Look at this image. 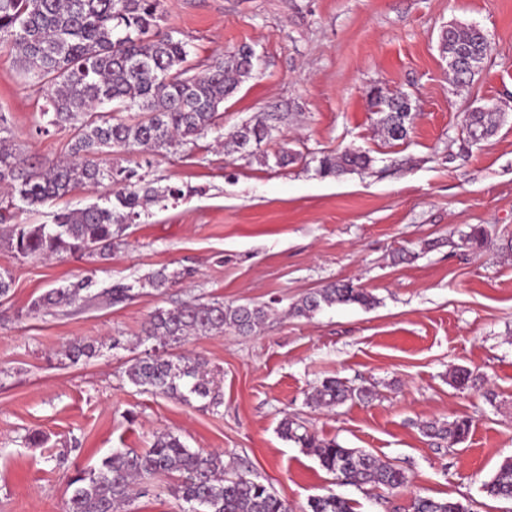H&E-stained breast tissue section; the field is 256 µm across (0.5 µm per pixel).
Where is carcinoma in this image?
Wrapping results in <instances>:
<instances>
[{
	"instance_id": "1",
	"label": "carcinoma",
	"mask_w": 512,
	"mask_h": 512,
	"mask_svg": "<svg viewBox=\"0 0 512 512\" xmlns=\"http://www.w3.org/2000/svg\"><path fill=\"white\" fill-rule=\"evenodd\" d=\"M160 5L161 0H0V44L16 50L17 66L45 96L46 125L72 131L69 159L39 167L16 153L8 137V118L0 113V185L8 188L0 198V224L9 225L5 242L19 256H111L117 238L148 205L175 199L180 190L156 188L135 169H116L102 155L109 149L134 147L167 151L195 142L218 125L225 98L252 74L256 55L249 46L192 72L187 43L157 27ZM460 45L471 51V65L454 78L464 83L480 70L492 46L472 27L442 32V52L451 55ZM373 106L384 135L393 141L405 140L415 117L410 101L377 95ZM503 121L504 113L480 107L464 115V127L473 141L492 137ZM268 135V127L246 124L233 132L225 147L245 151ZM370 162L365 154L346 151L322 157L320 171L340 175ZM106 182L117 190L102 205L61 212L52 224L14 223L19 210L34 211L78 187ZM181 277L182 273H169L163 267L148 276V283L167 288ZM91 287L87 279L50 288L32 301L31 309L116 306L130 299L133 290L123 283L98 292ZM337 303L370 307L374 299L360 288L338 282L304 296L292 309L299 316H309ZM267 316L265 305L185 302L158 308L145 328V339L157 347L129 365L128 380L153 393L214 404V380L206 362L190 354L174 357L166 347L192 335H222L226 328L247 335L257 331ZM95 353L93 344L82 341L71 343L65 351L74 362ZM369 397L366 389H352L327 378L315 390L312 402L330 407ZM419 427L437 445H454L466 438L470 421L429 420ZM299 429L288 418L280 424L282 437L311 449L340 482L390 490L406 483L401 469L378 457ZM174 472L180 478L178 497L190 505L191 512H288V505L272 488L240 474L227 475L223 454L192 451L171 433L157 436L143 452L117 449L100 466L77 473L69 482L67 512H121L134 484ZM484 489L493 497L512 499L511 458L500 464ZM309 508L310 512H353L351 502L338 494L317 497ZM410 512L469 509L458 500L416 497Z\"/></svg>"
}]
</instances>
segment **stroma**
<instances>
[{
  "mask_svg": "<svg viewBox=\"0 0 512 512\" xmlns=\"http://www.w3.org/2000/svg\"><path fill=\"white\" fill-rule=\"evenodd\" d=\"M159 27L185 40L192 63L250 45L255 69L224 102L218 127L172 151L118 154L157 186L184 196L151 206L129 225L110 260L24 258L0 242L12 288L0 302V512H65L69 479L113 450L149 448L170 432L195 451L220 452L229 473L269 483L292 512L335 493L354 512H405L417 496L455 499L470 512H512L485 482L512 457V0H162ZM474 24L493 52L466 85L449 81L440 32ZM407 96L406 140L377 128L371 95ZM477 106L507 120L485 142L466 139ZM46 103L0 44V113L31 163L67 157V131L39 133ZM272 125L251 152L224 141L242 124ZM346 150L369 168L323 175L319 160ZM293 155L280 167L275 156ZM78 188L20 224L99 201ZM483 247L467 245L473 228ZM183 272L174 287L145 281ZM89 277L132 285L106 307L35 312L45 290ZM348 282L376 303L289 315L303 296ZM185 300L263 304L252 335L193 336L184 349L207 362L220 405L135 387L126 375L146 350L150 314ZM120 347H113V339ZM97 348L65 358L69 342ZM471 371L467 389L451 383ZM335 377L370 389L364 401L321 408L310 397ZM292 418L319 439L372 453L402 469L396 490L343 485L306 448L281 437ZM471 422L464 441L440 448L420 421ZM39 431L43 445L27 437ZM177 474L150 480L124 512H184Z\"/></svg>",
  "mask_w": 512,
  "mask_h": 512,
  "instance_id": "35a3bbf8",
  "label": "stroma"
}]
</instances>
